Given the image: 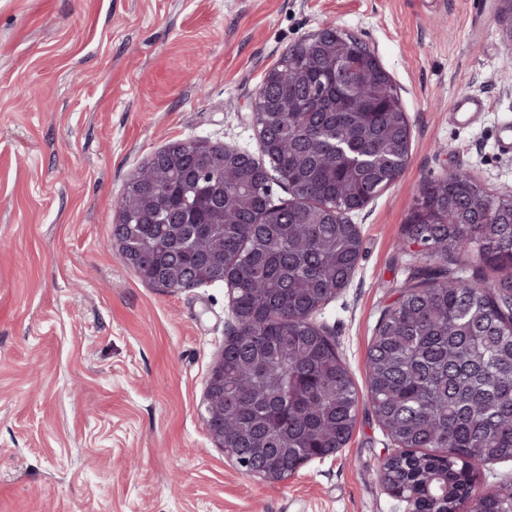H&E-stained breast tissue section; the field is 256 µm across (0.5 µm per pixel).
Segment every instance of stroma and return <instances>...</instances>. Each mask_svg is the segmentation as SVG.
Instances as JSON below:
<instances>
[{"label": "stroma", "mask_w": 512, "mask_h": 512, "mask_svg": "<svg viewBox=\"0 0 512 512\" xmlns=\"http://www.w3.org/2000/svg\"><path fill=\"white\" fill-rule=\"evenodd\" d=\"M328 20L391 75L410 154L352 214L356 272L313 318L359 391L352 436L273 486L200 415L235 324L225 286L148 284L112 226L170 142L260 156L258 88ZM462 91L486 105L467 126L448 117ZM509 118L492 0H0V512H398L377 477L392 445L368 400L371 338L418 265L405 228L420 184L456 171L512 192ZM224 454L227 457V459L230 460L240 471L248 475L258 477L269 484H279L281 482H284L288 480V478H290L296 472V470H290L288 474L261 472L260 470L254 468L253 465L250 464L249 462L242 461L231 453L225 451Z\"/></svg>", "instance_id": "stroma-1"}]
</instances>
